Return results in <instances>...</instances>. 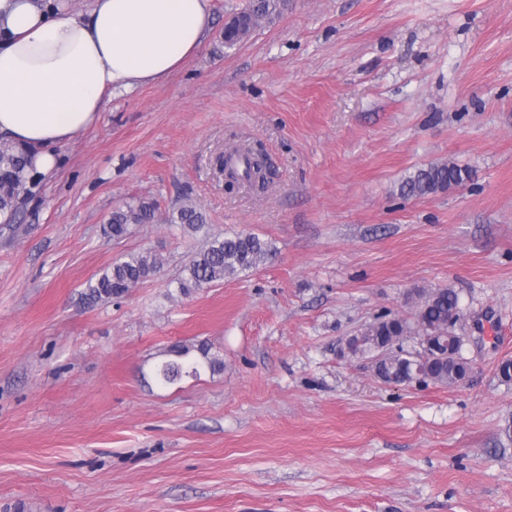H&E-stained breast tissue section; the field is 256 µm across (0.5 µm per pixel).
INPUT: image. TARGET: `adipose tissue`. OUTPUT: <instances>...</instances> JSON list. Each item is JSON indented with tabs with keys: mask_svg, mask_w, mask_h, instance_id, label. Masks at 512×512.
I'll return each instance as SVG.
<instances>
[{
	"mask_svg": "<svg viewBox=\"0 0 512 512\" xmlns=\"http://www.w3.org/2000/svg\"><path fill=\"white\" fill-rule=\"evenodd\" d=\"M211 13L212 0H0V137L51 173L109 97L195 55Z\"/></svg>",
	"mask_w": 512,
	"mask_h": 512,
	"instance_id": "1",
	"label": "adipose tissue"
}]
</instances>
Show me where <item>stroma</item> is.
Instances as JSON below:
<instances>
[{
	"label": "stroma",
	"instance_id": "obj_1",
	"mask_svg": "<svg viewBox=\"0 0 512 512\" xmlns=\"http://www.w3.org/2000/svg\"><path fill=\"white\" fill-rule=\"evenodd\" d=\"M108 99L0 236V512H512V0H290L235 48ZM260 143L265 190L216 159ZM443 161L470 179L402 198ZM156 219L124 239L115 208ZM191 202L205 233L166 216ZM276 256L181 295L206 235ZM163 267L90 306L123 255ZM450 287L468 377L389 384L345 341ZM223 361L164 386L168 348ZM156 218V205L153 202L141 201L135 205L116 208L104 228V234L113 240H120L131 233L135 224H151Z\"/></svg>",
	"mask_w": 512,
	"mask_h": 512
}]
</instances>
